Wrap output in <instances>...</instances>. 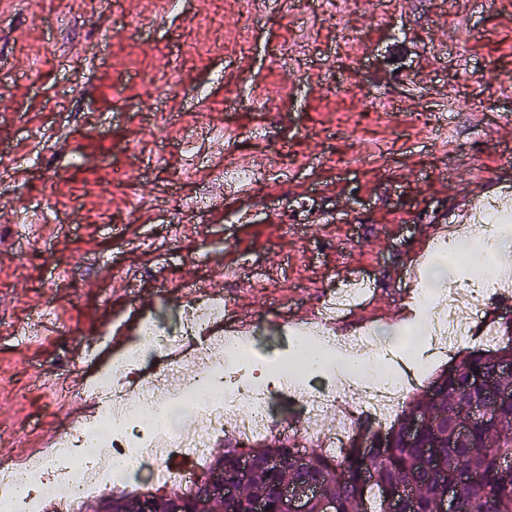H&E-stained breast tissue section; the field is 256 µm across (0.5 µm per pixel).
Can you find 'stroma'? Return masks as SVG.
I'll return each instance as SVG.
<instances>
[{
  "mask_svg": "<svg viewBox=\"0 0 512 512\" xmlns=\"http://www.w3.org/2000/svg\"><path fill=\"white\" fill-rule=\"evenodd\" d=\"M246 20L240 0H61L51 14L0 0V456L80 413L60 390L110 360L105 309L173 331L180 285L202 284L254 320L252 354L273 361L290 311L348 267L389 315L407 304L416 239L486 186L512 192V132L495 123L512 114V0H261L243 48ZM173 74L180 95L146 94ZM370 93L378 111L362 108ZM228 98L275 106L228 112ZM228 127L229 163L274 156L253 194L210 174ZM206 192L205 212L175 210ZM133 209L147 223L127 224ZM256 273L266 288L248 286Z\"/></svg>",
  "mask_w": 512,
  "mask_h": 512,
  "instance_id": "35a3bbf8",
  "label": "stroma"
}]
</instances>
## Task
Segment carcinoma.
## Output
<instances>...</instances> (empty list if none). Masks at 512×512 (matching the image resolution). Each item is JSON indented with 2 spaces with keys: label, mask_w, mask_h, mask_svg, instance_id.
<instances>
[{
  "label": "carcinoma",
  "mask_w": 512,
  "mask_h": 512,
  "mask_svg": "<svg viewBox=\"0 0 512 512\" xmlns=\"http://www.w3.org/2000/svg\"><path fill=\"white\" fill-rule=\"evenodd\" d=\"M506 342L493 348L478 347L457 363L453 371L443 368L428 379L416 396L409 398L385 430L358 422L349 446L336 458H327L322 449L299 448L274 440L243 452L238 442L226 437L224 452L211 456V465L224 461L234 469L238 455L246 453L262 462L268 456L290 457L303 451L307 463L301 468L257 466L242 480L238 496L224 500L223 512H251V503L260 497L266 512H281L280 488L288 483L317 481L334 504V512H437L439 500L450 482L463 483L461 512H512V465L501 461V454L512 453V403L492 399L488 390H512V376L500 375L498 363L512 358V321L502 323ZM481 403L482 414L469 424L463 419L473 403ZM440 420L417 431L405 441L402 433L415 417ZM467 430L461 437L460 430ZM383 445H378L379 436ZM369 443L357 447V438ZM372 472L374 482L366 485L364 474ZM161 494L162 512L175 507L179 512H215L193 499L174 503Z\"/></svg>",
  "instance_id": "obj_1"
}]
</instances>
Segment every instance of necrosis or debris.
Returning <instances> with one entry per match:
<instances>
[{
	"label": "necrosis or debris",
	"mask_w": 512,
	"mask_h": 512,
	"mask_svg": "<svg viewBox=\"0 0 512 512\" xmlns=\"http://www.w3.org/2000/svg\"><path fill=\"white\" fill-rule=\"evenodd\" d=\"M364 293L340 283L323 296L321 321L294 330V344L319 352L321 371L335 373L339 358L373 345L375 329L339 337L330 327L336 310L359 304ZM412 297L428 326L430 356L441 357L474 337L491 347L500 335L497 308L512 299V275L500 273L489 284L467 283L461 294L443 293L432 304L421 290H413ZM225 308L224 300L200 289L187 299L178 331L145 321L139 332L143 348L126 346L93 383L99 401L94 419L67 423L42 458L0 469V512H71L73 503L99 489L122 488L141 476L162 489L180 480L179 465L201 467L225 435L244 445L272 436L276 420L273 394L263 379L267 372L304 399L303 445H317L330 455L348 445L358 418L385 426L420 380L417 367L404 361L397 370L353 374L330 387L318 383V373L290 367L285 359L250 373L251 340L231 334L204 354L191 378L173 381L170 348L188 345L207 326L223 321ZM146 349L162 367L133 377ZM105 446L110 456H99Z\"/></svg>",
	"instance_id": "4bbe7bcc"
}]
</instances>
